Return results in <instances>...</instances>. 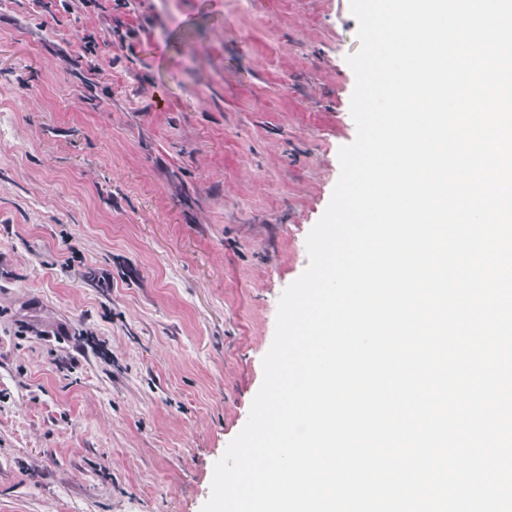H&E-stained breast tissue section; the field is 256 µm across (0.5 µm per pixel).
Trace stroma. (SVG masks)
Returning a JSON list of instances; mask_svg holds the SVG:
<instances>
[{"mask_svg":"<svg viewBox=\"0 0 512 512\" xmlns=\"http://www.w3.org/2000/svg\"><path fill=\"white\" fill-rule=\"evenodd\" d=\"M356 33L349 0H0V512H201L356 136Z\"/></svg>","mask_w":512,"mask_h":512,"instance_id":"35a3bbf8","label":"stroma"}]
</instances>
